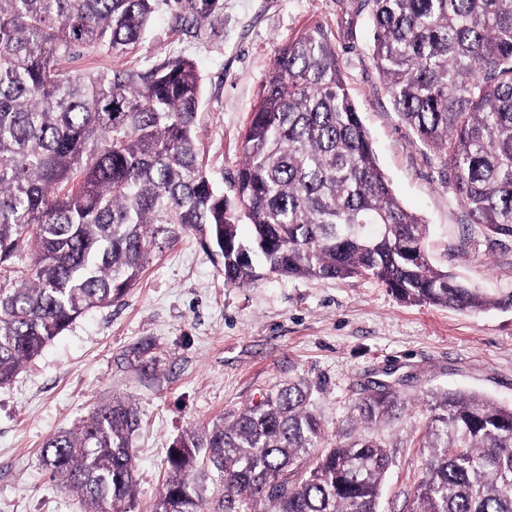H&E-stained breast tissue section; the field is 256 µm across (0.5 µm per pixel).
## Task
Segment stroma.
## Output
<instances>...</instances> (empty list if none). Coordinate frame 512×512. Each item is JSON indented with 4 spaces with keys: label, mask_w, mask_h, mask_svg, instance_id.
<instances>
[{
    "label": "stroma",
    "mask_w": 512,
    "mask_h": 512,
    "mask_svg": "<svg viewBox=\"0 0 512 512\" xmlns=\"http://www.w3.org/2000/svg\"><path fill=\"white\" fill-rule=\"evenodd\" d=\"M317 23L336 44L396 196L430 226L432 263L492 298L512 294V237L465 222L439 160L399 119L372 60L366 0H159L126 58L88 54L72 67L146 70L191 59L201 79L196 136L210 178L230 198L243 129L278 52ZM291 381L310 390L328 442L366 434L389 450L378 510L407 512L427 457L420 398L448 388L512 404V306L468 314L405 304L359 278L265 275L233 286L220 258L185 234L119 302L78 318L0 385V512H83L49 478L40 450L115 397L137 407L134 512H151L180 435ZM382 383L406 407L364 427L355 406Z\"/></svg>",
    "instance_id": "stroma-1"
}]
</instances>
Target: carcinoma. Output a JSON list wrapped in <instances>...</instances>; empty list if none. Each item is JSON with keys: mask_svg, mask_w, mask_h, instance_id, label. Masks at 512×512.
<instances>
[{"mask_svg": "<svg viewBox=\"0 0 512 512\" xmlns=\"http://www.w3.org/2000/svg\"><path fill=\"white\" fill-rule=\"evenodd\" d=\"M157 2L0 0V385L188 232L222 258L230 285L262 271L364 277L405 303L500 305L432 264L428 225L381 171L322 26L277 55L245 126L234 206L205 170L189 60L70 68L89 51L128 53ZM368 4L395 112L440 159L467 223L512 236V0ZM308 403L290 382L180 436L152 512H378L387 449L364 438L323 447ZM425 405L410 512H512V405L460 390ZM402 409L386 385L357 406L368 426ZM138 426L114 398L46 440V472L85 512H134Z\"/></svg>", "mask_w": 512, "mask_h": 512, "instance_id": "carcinoma-1", "label": "carcinoma"}]
</instances>
